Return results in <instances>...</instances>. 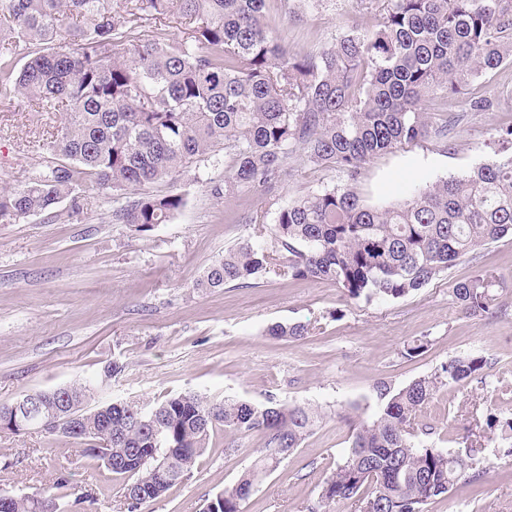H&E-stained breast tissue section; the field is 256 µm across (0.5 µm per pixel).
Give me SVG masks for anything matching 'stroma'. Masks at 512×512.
<instances>
[{"label": "stroma", "mask_w": 512, "mask_h": 512, "mask_svg": "<svg viewBox=\"0 0 512 512\" xmlns=\"http://www.w3.org/2000/svg\"><path fill=\"white\" fill-rule=\"evenodd\" d=\"M383 0H266L270 24L297 55L316 53L351 32H369ZM490 94L492 111L469 98ZM428 137L367 162L354 183L368 205L386 206L413 190L459 177L492 159L499 128L512 125V65L457 93L427 98ZM60 123L56 112H18L0 99V185L23 186L42 163L43 143ZM449 126L448 138L438 131ZM200 163L174 180L141 186L144 194L175 192L183 208L146 235L112 220L109 194H90L79 215L33 216L0 223V404L75 382H93L109 362L124 372L99 401H157L186 391L274 399L326 411L323 424L256 485L244 512H307L324 479L347 452L348 420L377 410V382L400 388L442 363L469 353L487 357L482 382L441 388L423 412L438 447L459 448L465 427L494 413L512 419V237L482 246L427 286L400 299L348 298L336 284L270 274L247 287L201 290L195 283L225 249L259 237L250 216L274 224L296 198L345 183L338 170L289 159L277 182L257 192L214 198L210 183L230 165ZM491 273L498 309L468 317L454 302L457 282ZM301 322L298 341L266 336L268 325ZM428 337L426 351L406 358L407 343ZM264 447L256 432L232 442L211 435L191 477L142 512H201L209 496L233 485ZM500 439L483 451L479 482L460 483L429 512H512V457ZM65 477L79 500L71 512H126L122 483L66 438L40 431L0 432V489L43 494Z\"/></svg>", "instance_id": "35a3bbf8"}]
</instances>
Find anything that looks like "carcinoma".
<instances>
[{"label": "carcinoma", "mask_w": 512, "mask_h": 512, "mask_svg": "<svg viewBox=\"0 0 512 512\" xmlns=\"http://www.w3.org/2000/svg\"><path fill=\"white\" fill-rule=\"evenodd\" d=\"M266 0H0V99L62 119L43 149L54 160L22 187H0V222L80 213L78 193L125 199L115 220L138 233L170 221L177 193L133 189L171 178L224 151L217 199L267 187L300 150L305 162L356 181L371 158L428 134L423 100L512 63V0H386L378 27L316 54L292 55L266 21ZM175 17L183 36L156 28L137 41L132 23ZM273 246L246 240L224 252L196 287H244L267 274L326 280L351 299H398L426 286L476 248L512 235V155L437 181L384 207L351 185L300 197L278 212ZM468 316L496 309L493 277L453 288ZM308 326L275 323L267 335L298 340ZM484 356L443 363L408 385L376 386L371 418L350 422L351 445L324 481L319 503L355 512H428L459 481L480 479L482 437H512V421L489 413L469 443L449 452L425 443L421 420L445 386L482 379ZM93 386L37 390L52 408L81 413L71 430L81 455L101 462L137 493L126 512L190 477L211 432L264 435V451L237 482L207 499L208 512H243L255 485L292 455L324 419L311 405H262L185 392L155 404L89 406Z\"/></svg>", "instance_id": "obj_1"}]
</instances>
